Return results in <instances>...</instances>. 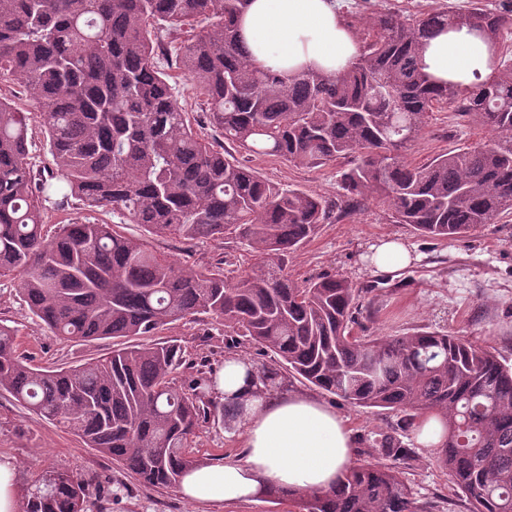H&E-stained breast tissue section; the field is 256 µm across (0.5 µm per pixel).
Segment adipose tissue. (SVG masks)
<instances>
[{"mask_svg":"<svg viewBox=\"0 0 512 512\" xmlns=\"http://www.w3.org/2000/svg\"><path fill=\"white\" fill-rule=\"evenodd\" d=\"M238 29L252 60L285 78L308 70L335 72L354 61L358 46L336 0H252ZM488 42L468 30H447L428 41L419 65L437 82L469 84L488 76ZM218 391L243 412L237 426L244 459L203 463L184 476L181 492L196 502L236 503L269 488L326 490L347 467L355 438L346 421L319 400L260 391L242 361L225 362Z\"/></svg>","mask_w":512,"mask_h":512,"instance_id":"1","label":"adipose tissue"}]
</instances>
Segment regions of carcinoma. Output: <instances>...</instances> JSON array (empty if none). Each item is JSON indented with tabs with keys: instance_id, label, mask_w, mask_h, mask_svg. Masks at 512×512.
<instances>
[{
	"instance_id": "obj_1",
	"label": "carcinoma",
	"mask_w": 512,
	"mask_h": 512,
	"mask_svg": "<svg viewBox=\"0 0 512 512\" xmlns=\"http://www.w3.org/2000/svg\"><path fill=\"white\" fill-rule=\"evenodd\" d=\"M249 0H0V75L21 77L45 119L59 178L37 176L28 157V114L0 98V278L17 280L29 312L67 342L110 338L112 353L56 369L31 365L0 320V391L56 422L85 447L149 487L176 488L196 460L201 424L225 423L217 368L185 358L168 340L129 345L205 314L224 326V352L273 355L254 368L265 387L299 376L355 407L443 425L436 462L472 503L471 512H512V365L461 336L415 332L362 336L359 289L324 274L300 286L284 275L290 254L336 209L371 198L397 224L437 239L465 238L512 213V65L500 40L512 16L481 3L402 19L378 11L347 26L358 55L336 72L284 80L255 64L237 20ZM206 23L176 54V68L204 96L203 124L239 152L291 164L350 160L343 194L331 200L280 187L225 155L186 120L157 65L155 31ZM467 27L494 46L493 72L442 85L418 59L427 41ZM447 108L481 127L485 140L408 159L433 112ZM77 198L111 208L120 224L72 222L48 239L43 217ZM138 224L130 239L119 225ZM222 240L247 247L250 272H224L238 257L187 264L153 252L150 240ZM191 370L187 389L172 385ZM361 455L328 490L270 489L300 512H436L400 477L412 460L395 429L362 436ZM82 477L53 466L27 490L22 512H86Z\"/></svg>"
}]
</instances>
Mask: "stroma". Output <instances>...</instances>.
I'll use <instances>...</instances> for the list:
<instances>
[{
    "label": "stroma",
    "mask_w": 512,
    "mask_h": 512,
    "mask_svg": "<svg viewBox=\"0 0 512 512\" xmlns=\"http://www.w3.org/2000/svg\"><path fill=\"white\" fill-rule=\"evenodd\" d=\"M470 0H367L355 4L345 0L347 11L363 18L384 8L402 18L446 7L463 8ZM0 97L30 115L29 158L43 177L55 175L56 167L44 139V120L18 77H0ZM485 132L474 125L456 121L451 112H435L409 157L423 161L432 156L482 142ZM249 164L265 180L278 186L323 195L333 199L341 194L340 174L346 160L310 168L296 166L271 156H252ZM404 244L411 252V264L397 277L374 274L370 264L373 246L385 241ZM151 248L158 254L187 263H214L227 252L226 244L207 240L191 246L173 238H157ZM297 284L320 274L348 278L365 289L364 303L374 316L364 319L369 334L403 335L417 331H440L465 337L478 345L495 349L512 364V214L467 238L436 240L422 237L404 224L393 223L386 203L371 199L358 210L327 220L317 234L292 254L285 267ZM0 319L17 330V351L42 368L66 367L79 361L106 356L111 339L84 343L59 340L36 322L22 300L15 280L0 278ZM224 327L200 317L178 322L161 331L159 340H179L191 357L210 355L214 366L224 364L223 354H209L207 337H220ZM289 392L316 397L348 420L353 432L363 435L395 426V413L380 408L352 406L327 395L299 378L289 379ZM404 443L414 451L402 477L420 499L434 502L441 512H469L470 504L439 468L432 449L416 444L414 431H407ZM244 452L239 430H227L209 423L200 431L191 454L194 459L221 463L241 458ZM0 454L14 459L18 484L26 488L45 468L54 464L74 473L97 476L90 488V503L96 512H298L289 501L272 503L256 499L234 504L192 502L179 490L147 487L111 459L86 448L62 425L47 421L20 406L8 393L0 392Z\"/></svg>",
    "instance_id": "1"
}]
</instances>
